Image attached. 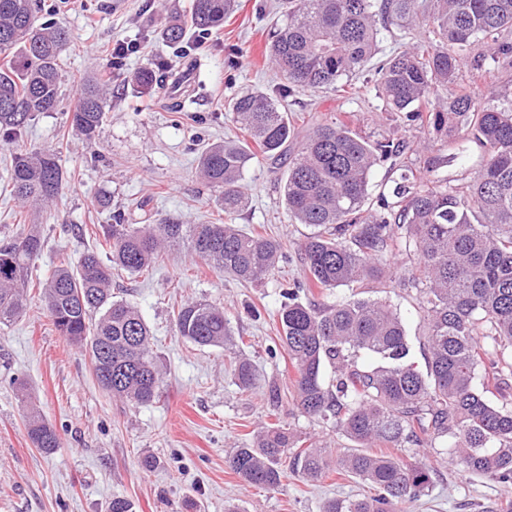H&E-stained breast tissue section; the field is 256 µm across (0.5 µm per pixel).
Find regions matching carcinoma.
Segmentation results:
<instances>
[{
    "label": "carcinoma",
    "instance_id": "cac0c4a2",
    "mask_svg": "<svg viewBox=\"0 0 512 512\" xmlns=\"http://www.w3.org/2000/svg\"><path fill=\"white\" fill-rule=\"evenodd\" d=\"M235 0H192L189 22L173 19L164 39L181 44L224 23ZM41 0H0V144L19 141L35 116L60 99L61 58L67 32L48 19ZM396 25L420 32L412 47L376 59L382 31ZM269 56L284 83L273 94L243 92L228 102L245 138L208 144L199 174L216 193L224 221L100 225L107 258L85 253L61 262L43 280L45 309L55 329L84 349L101 388L126 403L149 404L159 394L161 367L150 331L137 308L112 296V270L132 275L151 269L161 251L184 244L196 257L235 280L258 286L278 267L283 244L228 222L248 199L241 181L258 156L286 160L283 202L291 219L312 228L298 245L305 278L288 290L278 310L280 340L295 369L293 405L355 443L331 465L322 443L307 446L280 423L261 428L227 464L249 484L275 487L283 455L294 450L293 471L310 480L337 470L368 485L362 498L337 497L323 512H406L430 487L421 462L375 454L393 448H433L447 442L457 469L512 482V407L499 405L512 389V0H288ZM366 72L376 77L381 111L401 114L449 139L463 134L485 148L473 179L450 185L404 172L394 202L366 206L375 166L395 161L408 142L370 139L337 118L315 125L297 149L286 98L298 89L344 92ZM163 72L143 67L133 81L144 91ZM112 104L99 77L84 83L71 128L92 143ZM68 174L54 150L11 154L8 183L25 206L53 202ZM44 238L37 224L0 243V326L21 318L31 265ZM417 257L415 271L398 281L414 288L423 312L429 356L421 370L397 309L363 296L369 282L393 279L386 256ZM352 294L336 301L302 302L297 289ZM177 335L199 347L235 343L224 310L186 301L173 312ZM331 368L325 377V368ZM243 389L255 382L247 360L234 365ZM32 444L50 453L60 445L55 427L35 408L26 413Z\"/></svg>",
    "mask_w": 512,
    "mask_h": 512
}]
</instances>
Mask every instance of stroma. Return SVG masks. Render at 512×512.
Here are the masks:
<instances>
[{"instance_id":"stroma-1","label":"stroma","mask_w":512,"mask_h":512,"mask_svg":"<svg viewBox=\"0 0 512 512\" xmlns=\"http://www.w3.org/2000/svg\"><path fill=\"white\" fill-rule=\"evenodd\" d=\"M191 0H53V18L71 35L63 55L62 96L56 111L38 114L23 142L57 151L67 182L56 200L34 221L41 224L44 249L35 261L46 274L59 258L78 259L98 247L99 225L121 215L130 224L175 219L184 224L214 221L212 191L198 173L203 145L238 136L228 99L247 90L273 93L280 79L267 47L280 0H237L236 12L207 43L185 50L166 43L160 31ZM133 51L112 61L117 42ZM199 64L190 95L164 90L140 94L134 73L145 65L178 69ZM113 65L112 107L94 143L69 131L82 78ZM296 125L348 116L373 137L393 135L411 144L434 143L441 159L434 178L453 185L470 181L486 159L477 144L459 137L452 144L430 129L379 111L373 83L356 82L349 96L303 90L288 100ZM10 151L0 147V238L22 232L29 221L7 188ZM109 192V206L99 197ZM247 206L233 222L247 232L280 239L286 257L265 285L240 283L223 269L191 255L186 246L168 248L143 276L119 272L116 296L134 305L152 334L163 369L158 398L147 405H123L99 386L88 354L60 336L38 295L25 315L0 328V512H107L112 498L128 500L133 512H320L338 496L364 494L365 486L335 474L308 482L283 464L274 488L248 484L226 465L234 448L269 423H284L326 441L331 453L348 448L347 438L299 414L292 404L295 372L281 344L277 311L282 293L302 280L296 243L308 234L292 223L282 201L278 175L258 158L244 176ZM369 296L389 299L412 340V359L424 365L425 324L414 292L375 283ZM205 299L223 308L241 342L237 351L200 348L173 326V306ZM258 371L254 389L240 390L232 370L236 355ZM34 403L57 430L60 446L46 454L30 442L25 402ZM401 457L432 470L427 495L408 512H512V483L500 484L458 471L441 448L406 447ZM153 457V469L142 466Z\"/></svg>"}]
</instances>
